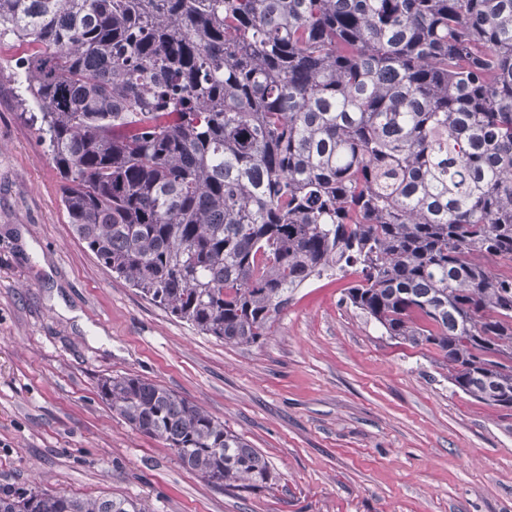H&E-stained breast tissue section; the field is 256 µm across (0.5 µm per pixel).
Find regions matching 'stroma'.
Returning <instances> with one entry per match:
<instances>
[{
    "mask_svg": "<svg viewBox=\"0 0 512 512\" xmlns=\"http://www.w3.org/2000/svg\"><path fill=\"white\" fill-rule=\"evenodd\" d=\"M0 45V486L124 496L147 512H512V410L457 389L441 353L346 300L355 270L297 289L261 345L204 335L73 234L61 176ZM199 404L265 458L272 490L207 485L112 414L108 376Z\"/></svg>",
    "mask_w": 512,
    "mask_h": 512,
    "instance_id": "obj_1",
    "label": "stroma"
}]
</instances>
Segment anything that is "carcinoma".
I'll use <instances>...</instances> for the list:
<instances>
[{
    "label": "carcinoma",
    "mask_w": 512,
    "mask_h": 512,
    "mask_svg": "<svg viewBox=\"0 0 512 512\" xmlns=\"http://www.w3.org/2000/svg\"><path fill=\"white\" fill-rule=\"evenodd\" d=\"M72 230L199 332L267 340L294 291L351 305L512 409V0H0ZM101 400L208 485L260 454L138 376ZM0 512H145L0 488Z\"/></svg>",
    "instance_id": "obj_1"
}]
</instances>
